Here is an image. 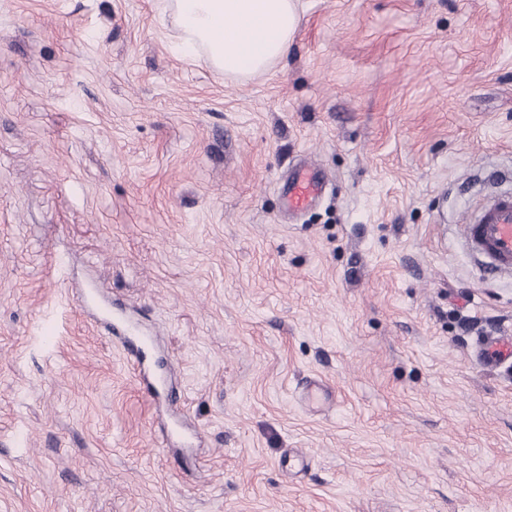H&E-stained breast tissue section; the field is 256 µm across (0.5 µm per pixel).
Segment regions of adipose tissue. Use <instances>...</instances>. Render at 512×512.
Masks as SVG:
<instances>
[{"label":"adipose tissue","mask_w":512,"mask_h":512,"mask_svg":"<svg viewBox=\"0 0 512 512\" xmlns=\"http://www.w3.org/2000/svg\"><path fill=\"white\" fill-rule=\"evenodd\" d=\"M164 9L181 32L179 55L237 79L286 57L301 23L295 0H165Z\"/></svg>","instance_id":"1"}]
</instances>
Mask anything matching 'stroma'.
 Listing matches in <instances>:
<instances>
[{"mask_svg": "<svg viewBox=\"0 0 512 512\" xmlns=\"http://www.w3.org/2000/svg\"><path fill=\"white\" fill-rule=\"evenodd\" d=\"M296 4L230 80L161 0H0V512H512V273L463 235L512 191V0ZM325 188L326 178L321 169L308 164L295 167L281 188L285 210L297 214L309 209L323 196Z\"/></svg>", "mask_w": 512, "mask_h": 512, "instance_id": "stroma-1", "label": "stroma"}]
</instances>
